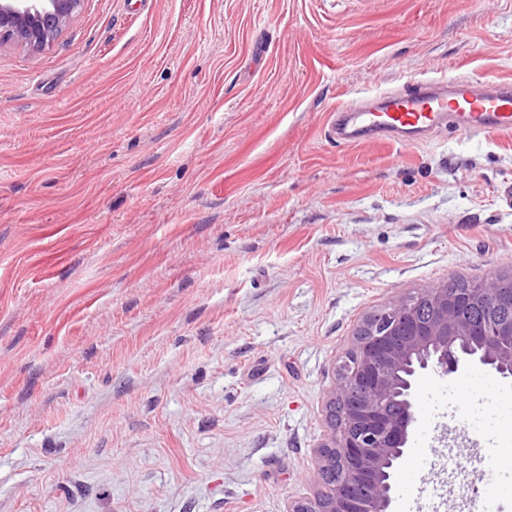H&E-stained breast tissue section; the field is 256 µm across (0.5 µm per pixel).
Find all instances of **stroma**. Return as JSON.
<instances>
[{"mask_svg":"<svg viewBox=\"0 0 512 512\" xmlns=\"http://www.w3.org/2000/svg\"><path fill=\"white\" fill-rule=\"evenodd\" d=\"M414 77L512 83V0H82L0 46V512L312 492L362 318L512 270V135L326 137ZM511 410L484 367L421 377L412 512H483Z\"/></svg>","mask_w":512,"mask_h":512,"instance_id":"35a3bbf8","label":"stroma"}]
</instances>
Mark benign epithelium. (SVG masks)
Returning a JSON list of instances; mask_svg holds the SVG:
<instances>
[{"label": "benign epithelium", "mask_w": 512, "mask_h": 512, "mask_svg": "<svg viewBox=\"0 0 512 512\" xmlns=\"http://www.w3.org/2000/svg\"><path fill=\"white\" fill-rule=\"evenodd\" d=\"M81 0H0V44H51ZM404 295L366 315L334 366L328 433L315 451L313 492L286 512H388L394 474L415 422V385L427 371L450 376L479 364L512 378V279L495 278L460 297L446 285ZM483 313L476 322L472 309Z\"/></svg>", "instance_id": "obj_1"}]
</instances>
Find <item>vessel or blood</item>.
<instances>
[{
    "label": "vessel or blood",
    "mask_w": 512,
    "mask_h": 512,
    "mask_svg": "<svg viewBox=\"0 0 512 512\" xmlns=\"http://www.w3.org/2000/svg\"><path fill=\"white\" fill-rule=\"evenodd\" d=\"M443 125L461 136L512 133V83L485 90L457 79L441 90L434 79H414L404 90L384 94L374 107L332 114L328 136L346 146L375 139L412 148Z\"/></svg>",
    "instance_id": "vessel-or-blood-1"
}]
</instances>
